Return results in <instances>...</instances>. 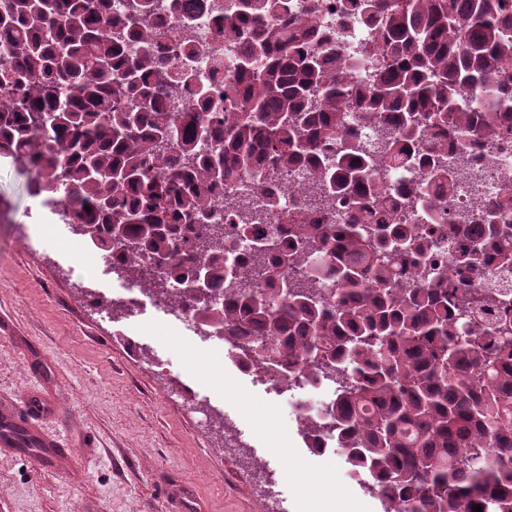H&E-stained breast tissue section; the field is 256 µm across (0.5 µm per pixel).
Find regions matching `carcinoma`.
<instances>
[{
    "instance_id": "1",
    "label": "carcinoma",
    "mask_w": 512,
    "mask_h": 512,
    "mask_svg": "<svg viewBox=\"0 0 512 512\" xmlns=\"http://www.w3.org/2000/svg\"><path fill=\"white\" fill-rule=\"evenodd\" d=\"M154 0H6L0 11V157L33 164L28 192L60 197L71 231L117 257V273L171 309L224 328L241 368L288 389L329 382L331 422L306 419L310 449L336 436L349 477L381 488L385 512H512V291L476 296L427 267L436 203L463 148L512 134V0H340L339 17L375 28L378 66L356 83L315 4L291 23L288 0H232L221 34L242 45L214 96L193 69L131 44L158 36ZM196 84L184 107L155 82ZM379 126L377 150L351 113ZM416 169V224H398L377 170ZM291 193L344 198L355 218L281 216L246 258L224 256L210 188L239 175L278 207ZM90 210H85V207ZM462 274L512 265V223L489 204ZM123 225V246L112 225ZM205 279L197 295L196 278ZM224 288V305L211 303Z\"/></svg>"
}]
</instances>
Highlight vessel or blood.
<instances>
[{"label":"vessel or blood","mask_w":512,"mask_h":512,"mask_svg":"<svg viewBox=\"0 0 512 512\" xmlns=\"http://www.w3.org/2000/svg\"><path fill=\"white\" fill-rule=\"evenodd\" d=\"M39 413L38 402L30 395L15 410L0 414V452L14 454L30 446L41 466L49 468L67 457L69 451L58 437L32 424V417Z\"/></svg>","instance_id":"b4317fda"}]
</instances>
